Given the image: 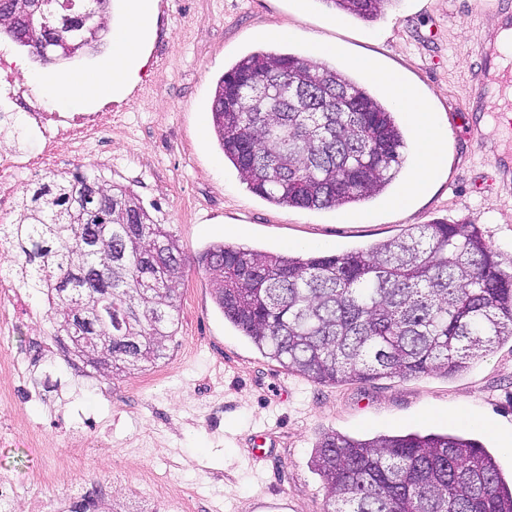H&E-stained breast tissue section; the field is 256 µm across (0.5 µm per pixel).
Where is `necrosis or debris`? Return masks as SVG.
Returning <instances> with one entry per match:
<instances>
[{
	"label": "necrosis or debris",
	"mask_w": 512,
	"mask_h": 512,
	"mask_svg": "<svg viewBox=\"0 0 512 512\" xmlns=\"http://www.w3.org/2000/svg\"><path fill=\"white\" fill-rule=\"evenodd\" d=\"M16 65L0 52V91L25 109L32 135L40 148L33 153L0 154V222L15 211L20 182L38 180L68 161L92 156L102 140L112 136V111L62 115L48 112L33 102L31 90L17 86ZM68 144L69 154H61L60 144ZM31 314L26 294L12 285L11 275L0 273V331L28 321ZM31 359L21 352L0 353V374H8L11 383L0 390V416L6 421L0 428V442L6 441L18 423L17 404L40 399L41 393L30 376Z\"/></svg>",
	"instance_id": "4bbe7bcc"
}]
</instances>
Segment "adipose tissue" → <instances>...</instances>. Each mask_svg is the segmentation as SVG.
Masks as SVG:
<instances>
[{
  "instance_id": "adipose-tissue-1",
  "label": "adipose tissue",
  "mask_w": 512,
  "mask_h": 512,
  "mask_svg": "<svg viewBox=\"0 0 512 512\" xmlns=\"http://www.w3.org/2000/svg\"><path fill=\"white\" fill-rule=\"evenodd\" d=\"M126 21L113 27L111 38L112 72L104 77L87 71L74 78L38 81L40 92L60 103H68L76 97L120 96L134 80L145 58L151 37L153 0H124ZM355 67L372 80L384 86L390 101L411 124L417 157L412 178L397 197V204H404L411 196L420 193L430 176L438 169L442 158L443 131L429 106L415 90L396 73L382 69L373 60L359 58Z\"/></svg>"
}]
</instances>
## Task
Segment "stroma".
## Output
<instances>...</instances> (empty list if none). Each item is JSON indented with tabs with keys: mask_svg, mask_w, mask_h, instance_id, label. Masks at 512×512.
<instances>
[{
	"mask_svg": "<svg viewBox=\"0 0 512 512\" xmlns=\"http://www.w3.org/2000/svg\"><path fill=\"white\" fill-rule=\"evenodd\" d=\"M274 25L291 31L280 51L307 57L318 43H335L337 67L372 57L414 85L446 133L444 164L424 193L401 209L384 194L336 211L277 206L247 188L217 142L211 106L224 72L267 45L264 32ZM152 27L151 70L122 96L64 107L41 94L35 100L67 114L111 106L112 138L100 146L111 166L90 157L76 170H96L133 190L190 257L177 333L163 358L145 367L117 377L64 370L55 382L34 342L49 332L43 298L33 299L30 324L0 333V349L28 353L34 381L62 400V412L95 418L105 442L97 456L73 458L80 437L50 427L44 403L21 405L20 414L44 424L58 449L43 456L22 431L0 444V472H10L19 488L14 512H26L33 492L51 505L83 480L111 481L117 462L125 480L112 490L115 512H253L254 500L271 494L287 497L291 512H323L327 491L311 459L332 431L357 439L460 434L479 440L511 477L512 455L501 436L512 433V338L448 377L318 385L266 357L226 321L208 274L193 262L216 242L336 254L445 221L479 225L512 273V171L495 165L512 153V126L498 115L500 107L512 110V99L503 106L490 99L483 112L472 111L477 52L494 38L496 16L474 0H389L371 22L338 15L321 0H157ZM0 48L47 79L109 68L106 44L51 65L7 37L0 36ZM467 414L483 425L464 422ZM258 435L268 453L262 465L248 452Z\"/></svg>",
	"mask_w": 512,
	"mask_h": 512,
	"instance_id": "obj_1",
	"label": "stroma"
}]
</instances>
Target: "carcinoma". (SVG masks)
<instances>
[{
    "label": "carcinoma",
    "instance_id": "obj_1",
    "mask_svg": "<svg viewBox=\"0 0 512 512\" xmlns=\"http://www.w3.org/2000/svg\"><path fill=\"white\" fill-rule=\"evenodd\" d=\"M362 20L387 0H322ZM323 111L288 107V82ZM265 90L250 111L247 89ZM224 157L270 203L341 209L382 193L406 140L394 113L345 71L259 50L219 79L212 103ZM56 339L118 374L161 358L176 335L185 258L126 186L54 174L21 198L11 226ZM224 318L288 370L322 385L448 376L512 338V274L475 224L435 222L336 255L253 251L224 242L200 257ZM324 512H512V482L473 439L407 433L324 435L312 460Z\"/></svg>",
    "mask_w": 512,
    "mask_h": 512
}]
</instances>
